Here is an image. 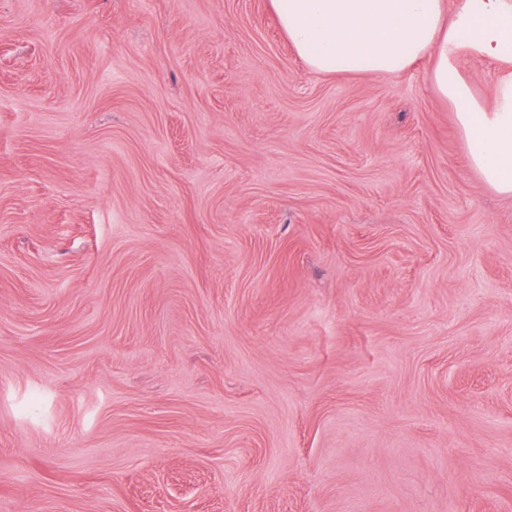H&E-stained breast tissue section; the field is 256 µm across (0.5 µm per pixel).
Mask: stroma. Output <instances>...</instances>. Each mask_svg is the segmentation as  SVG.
Segmentation results:
<instances>
[{
  "label": "stroma",
  "mask_w": 512,
  "mask_h": 512,
  "mask_svg": "<svg viewBox=\"0 0 512 512\" xmlns=\"http://www.w3.org/2000/svg\"><path fill=\"white\" fill-rule=\"evenodd\" d=\"M431 68L0 0V512H512V197Z\"/></svg>",
  "instance_id": "1"
}]
</instances>
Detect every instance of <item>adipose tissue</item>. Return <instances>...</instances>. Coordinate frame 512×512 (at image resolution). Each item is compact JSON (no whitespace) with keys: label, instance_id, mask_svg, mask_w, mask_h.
<instances>
[{"label":"adipose tissue","instance_id":"1","mask_svg":"<svg viewBox=\"0 0 512 512\" xmlns=\"http://www.w3.org/2000/svg\"><path fill=\"white\" fill-rule=\"evenodd\" d=\"M277 23L319 75H398L431 57L433 84L451 103L483 183L512 195V0H271ZM468 58L497 65L486 105L461 73Z\"/></svg>","mask_w":512,"mask_h":512}]
</instances>
